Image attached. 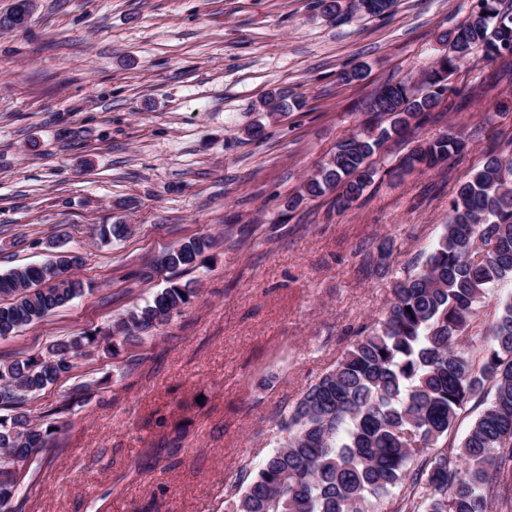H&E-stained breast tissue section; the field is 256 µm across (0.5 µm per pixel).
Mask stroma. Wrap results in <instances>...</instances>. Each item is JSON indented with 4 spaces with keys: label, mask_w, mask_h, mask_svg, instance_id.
Wrapping results in <instances>:
<instances>
[{
    "label": "stroma",
    "mask_w": 512,
    "mask_h": 512,
    "mask_svg": "<svg viewBox=\"0 0 512 512\" xmlns=\"http://www.w3.org/2000/svg\"><path fill=\"white\" fill-rule=\"evenodd\" d=\"M471 7L395 0L333 18L319 0H35L25 27L0 30V273L58 246L90 284L0 339V361L111 326L164 287L147 275L158 255L215 240L177 276L193 292L182 312L29 397L33 421L56 409L60 427L16 464L12 512H224L231 474L258 470L431 251L489 137L512 148V80L478 53L450 79L458 108L417 131H477L464 158L379 175L344 210L330 193L288 206L364 100L428 67ZM358 62L365 78L341 81ZM275 92L290 110L246 137ZM101 224L131 232L103 246ZM384 238V267L367 266Z\"/></svg>",
    "instance_id": "stroma-1"
}]
</instances>
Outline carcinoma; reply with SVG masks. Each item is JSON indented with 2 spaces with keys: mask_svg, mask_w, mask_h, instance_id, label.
<instances>
[{
  "mask_svg": "<svg viewBox=\"0 0 512 512\" xmlns=\"http://www.w3.org/2000/svg\"><path fill=\"white\" fill-rule=\"evenodd\" d=\"M394 0H349L354 14L382 16ZM26 0L0 15V23L28 22ZM448 51L419 79L387 83L367 99L365 120L353 136L288 199L336 193V209L358 201L375 182L377 155L391 141L412 142L396 171H426L469 150L455 126L438 137L414 140L415 130L445 98L448 79L471 55L509 65L512 79V0H473L464 21L444 36ZM265 117L288 110L287 99L263 102ZM127 224H102L98 239L126 237ZM209 237H193L166 251L156 271L193 268ZM79 258L60 253L39 265L0 274V338L16 334L81 295L70 270ZM512 282V155L486 152L482 165L450 201L448 223L432 250L394 282L385 315L372 323L336 364L298 400L282 421L286 437L248 484L237 488L224 512H512V296L481 332V355L467 343L478 328L474 306ZM172 277L152 299L94 329L54 343L44 355L0 365V512L16 493L7 466L46 446L58 427L56 409L34 423L22 411L27 398L71 372L75 359L105 345L152 332L191 301ZM411 311H406V308ZM486 406L458 445L439 447L472 402Z\"/></svg>",
  "mask_w": 512,
  "mask_h": 512,
  "instance_id": "1",
  "label": "carcinoma"
}]
</instances>
